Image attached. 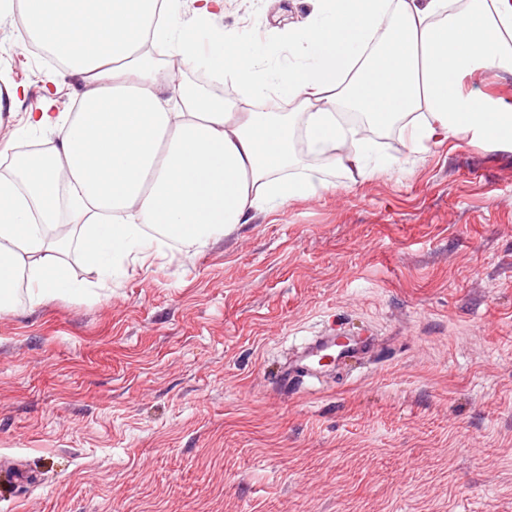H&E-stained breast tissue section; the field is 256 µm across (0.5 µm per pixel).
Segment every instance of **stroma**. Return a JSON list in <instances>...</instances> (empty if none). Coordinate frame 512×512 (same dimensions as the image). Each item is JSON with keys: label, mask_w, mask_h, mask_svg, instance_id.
<instances>
[{"label": "stroma", "mask_w": 512, "mask_h": 512, "mask_svg": "<svg viewBox=\"0 0 512 512\" xmlns=\"http://www.w3.org/2000/svg\"><path fill=\"white\" fill-rule=\"evenodd\" d=\"M310 0H225L223 26L281 30ZM0 141L75 81L17 50ZM389 174L254 213L202 251L109 273L71 245L84 297L0 311V512H512V141L450 140ZM341 326L362 366L281 394L273 372Z\"/></svg>", "instance_id": "obj_1"}]
</instances>
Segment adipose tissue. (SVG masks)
Returning a JSON list of instances; mask_svg holds the SVG:
<instances>
[{"label":"adipose tissue","instance_id":"ef3b65f1","mask_svg":"<svg viewBox=\"0 0 512 512\" xmlns=\"http://www.w3.org/2000/svg\"><path fill=\"white\" fill-rule=\"evenodd\" d=\"M27 39L75 77L79 109L44 96L33 130L60 145L0 178V309L80 290L79 240L101 269L173 244L206 248L256 212L388 174L368 126L399 124L408 155L448 139L512 135L468 77L512 76V0H314L282 32L290 61L223 28L224 0H22ZM200 68L237 88L227 103L178 83ZM365 124L340 119L339 106Z\"/></svg>","mask_w":512,"mask_h":512}]
</instances>
